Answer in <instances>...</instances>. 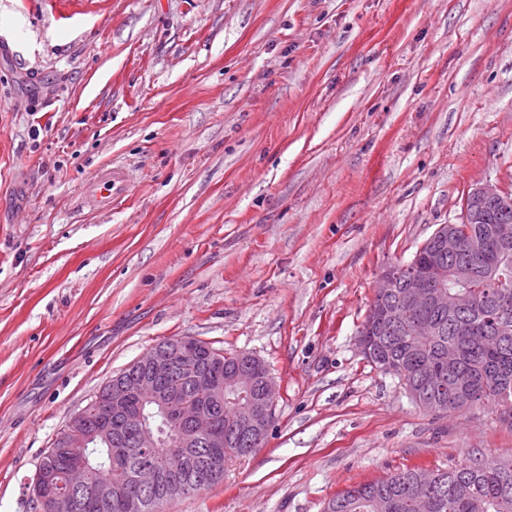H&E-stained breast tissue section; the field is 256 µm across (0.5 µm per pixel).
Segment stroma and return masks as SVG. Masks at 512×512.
I'll use <instances>...</instances> for the list:
<instances>
[{
	"label": "stroma",
	"mask_w": 512,
	"mask_h": 512,
	"mask_svg": "<svg viewBox=\"0 0 512 512\" xmlns=\"http://www.w3.org/2000/svg\"><path fill=\"white\" fill-rule=\"evenodd\" d=\"M127 166L123 207L84 205ZM512 186V0H0V512L113 375L194 336L278 386L255 455L171 512H323L512 459V404L435 415L357 335L379 274ZM423 470L425 469L414 467L375 480L351 485L330 498L324 512H375L374 493L396 499L400 508L392 512H411L407 508L409 486L410 498L415 503L417 512H436L440 491L444 485L443 479L433 476L417 477L411 481L416 473ZM361 487L368 488V490L358 496L352 494ZM391 498H376L378 512H389L397 508L396 501Z\"/></svg>",
	"instance_id": "1"
}]
</instances>
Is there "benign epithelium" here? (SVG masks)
Wrapping results in <instances>:
<instances>
[{
	"label": "benign epithelium",
	"mask_w": 512,
	"mask_h": 512,
	"mask_svg": "<svg viewBox=\"0 0 512 512\" xmlns=\"http://www.w3.org/2000/svg\"><path fill=\"white\" fill-rule=\"evenodd\" d=\"M511 202L512 192L504 187L492 184L473 187L464 197L462 211V223L473 225L471 230L463 233L457 224L438 225L411 261L401 268L384 269L378 278L371 307L358 333L361 353L380 370L398 376L410 398L433 414H447L460 405L470 404L476 390L488 383L497 387L511 385L512 374L488 368L477 377L461 369L459 349L450 347L438 362H421L422 384L437 391L431 395L408 382L402 366L384 357L370 335L385 322L393 324L410 312L428 310L457 317L453 333L458 342L466 343L477 335V324L460 317L477 307L472 291L475 275L463 268L447 271L443 261L463 253L481 255L484 267L480 279L491 288L489 295L496 294L506 282L499 255L512 246V221L503 216ZM446 277L458 280L465 289H445L441 280ZM236 357L237 366L226 374L222 353L194 336H181L171 347L152 350L131 364L129 370L112 377L104 390L105 417L139 431L138 447L152 448L155 433L144 425L142 413L144 407L151 406L163 422L179 427L176 448L171 450L162 468L144 470L131 482L124 478L100 487L84 507L94 509L104 500H113L122 512H141L142 497L133 491L136 487L158 491L155 512H169V506L188 490L211 482L207 475L191 483L177 477L186 457L197 445L202 443L208 448V456L219 470L224 465V430L234 431L249 445L261 442L272 423L277 385L260 359L245 352L236 353ZM176 371L188 374L194 390L203 395L201 404L189 405L182 390L161 383L163 376ZM227 390L236 393L243 403L238 413L220 419L212 414L210 405L221 402ZM68 426L66 480L70 488L77 489L91 473V440L95 433H82L81 422L73 419ZM442 488L443 479L437 476L413 479L410 498L417 512H436ZM33 492L40 512H74L73 495L61 488L54 473L38 469Z\"/></svg>",
	"instance_id": "benign-epithelium-1"
}]
</instances>
